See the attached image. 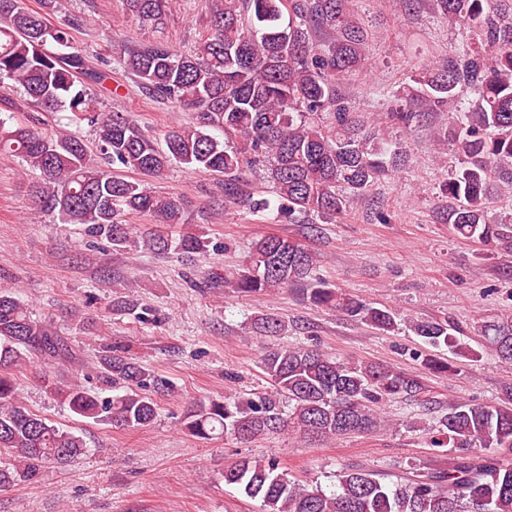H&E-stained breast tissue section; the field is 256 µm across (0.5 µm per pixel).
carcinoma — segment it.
I'll return each mask as SVG.
<instances>
[{"label":"carcinoma","instance_id":"cac0c4a2","mask_svg":"<svg viewBox=\"0 0 512 512\" xmlns=\"http://www.w3.org/2000/svg\"><path fill=\"white\" fill-rule=\"evenodd\" d=\"M484 0H433L436 11L480 33V47L463 49L443 69H428L389 112L385 123L409 129L423 112H446L472 90L477 99L438 140L455 146L459 168L445 184L448 223L457 236L486 246L512 249V220L488 215L487 181L498 166H512V22H494ZM250 13V30L239 28L236 4ZM143 21L161 20L170 0H126ZM283 0H225L224 12L191 52L154 43L129 48L120 65L156 100L196 114V122L168 133L160 145L134 120L101 112L90 91L110 74L89 67L75 44L70 23L56 26L23 6L0 0V84L23 93L41 117L18 123L0 111V151L37 171L33 196L40 209L84 226V234L115 248L133 247L183 257L205 254L210 241L188 223L181 202L117 168H133L161 179L174 163L192 172L224 177V196L235 193L243 166L268 164L275 202H254L262 212L290 224L331 222L354 198L389 175L398 150L376 126L364 128L339 93L341 81L364 63L367 31L345 8V0H293L283 21ZM330 39L313 41L316 31ZM67 111L96 129L94 147L106 161L91 158L87 143L69 131L48 135L43 117ZM129 213L148 214L179 230L170 235H133ZM316 265L302 244L280 236L253 242L250 259L224 275V287L239 293L307 288L313 304L340 311L382 333L398 329L390 308L344 295L327 283L310 284ZM251 326L276 337L286 325L272 315ZM409 330L434 348L457 355L473 350L456 342L448 320L408 322ZM498 359L512 365V318L485 325ZM64 337L34 318L10 291L0 290V488L31 482L47 464L69 465L88 453L83 438L37 414L20 401L13 370L34 358L70 359ZM100 377L117 394L75 384L45 382L69 411L97 424L128 428L150 425L154 396L165 380L144 368L128 344L101 347ZM260 367L273 391L252 397L191 405L183 426L202 440L230 435L242 443L282 431L322 441L370 433L380 426L379 405L416 392V379L372 363L342 361L318 348L278 347L264 352ZM441 447H481L512 452V391L498 405L459 401L434 425ZM337 486L289 478L274 457L244 456L224 470V484L261 501L262 512H512V462L491 455L462 457L448 470L390 484L365 469L336 474Z\"/></svg>","mask_w":512,"mask_h":512}]
</instances>
